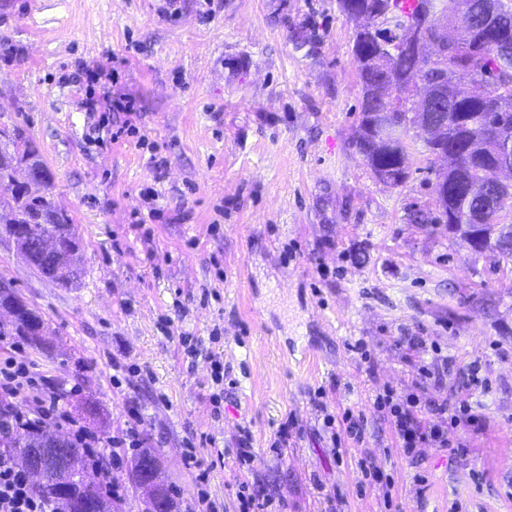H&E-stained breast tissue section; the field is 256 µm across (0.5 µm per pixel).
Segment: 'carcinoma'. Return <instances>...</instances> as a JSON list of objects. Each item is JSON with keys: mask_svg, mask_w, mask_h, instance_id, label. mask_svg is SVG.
Masks as SVG:
<instances>
[{"mask_svg": "<svg viewBox=\"0 0 512 512\" xmlns=\"http://www.w3.org/2000/svg\"><path fill=\"white\" fill-rule=\"evenodd\" d=\"M373 16L395 12L402 17H416L430 30L435 22L457 19L464 10L478 14L483 0H416L409 12L401 9L399 0H361ZM498 13L485 23H477L471 32L468 49L446 48L440 55L418 56L400 54L392 65L394 76L392 96L407 99L417 83L430 81L446 74L456 80L458 91L434 104L431 109L436 121H448V161L439 178L448 181V196L435 198L434 209L419 211L414 221L423 224L448 225V239L461 240L478 253L489 255L495 263L512 262V224L502 223L505 213H512V191L503 194L495 207H487L481 193L491 174L501 162L512 164V153L495 156L482 146L486 128L498 125L512 130V109L501 110L496 101L512 103V0H496ZM501 28L505 42L492 47L486 41L484 26ZM352 55L361 85L362 99L356 151L363 157L374 175L383 174L389 185L398 186L408 177L405 136L414 128L415 116L407 110L394 109L396 133L376 141L375 113L387 111L388 104L372 94L382 70L374 62L370 42L353 40ZM30 164L43 176L47 187H53L52 177L35 151L26 131L15 123L0 122V234H11L15 224L27 226V245L33 261L31 269L39 276L53 271V261L41 253L42 244L49 238L79 243L70 217L58 209L50 193L34 194L15 181V166ZM482 214V225L469 223L468 216ZM0 307L13 315L10 322H0V336H24L33 340V326L47 324L38 310L29 306L11 286L0 290ZM70 500L83 504L108 500L103 483L92 486L74 482Z\"/></svg>", "mask_w": 512, "mask_h": 512, "instance_id": "carcinoma-1", "label": "carcinoma"}]
</instances>
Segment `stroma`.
Masks as SVG:
<instances>
[{
  "mask_svg": "<svg viewBox=\"0 0 512 512\" xmlns=\"http://www.w3.org/2000/svg\"><path fill=\"white\" fill-rule=\"evenodd\" d=\"M354 32L337 0H0V108L82 241L64 286L0 236V278L51 330L21 347L91 430L136 426L127 456L156 453L173 512H239L243 487L268 512H512V272L414 223L441 169L422 138L397 187L357 153ZM435 347L447 368L417 379ZM387 388L468 398L466 455L404 457ZM347 410L363 438L338 453Z\"/></svg>",
  "mask_w": 512,
  "mask_h": 512,
  "instance_id": "35a3bbf8",
  "label": "stroma"
}]
</instances>
